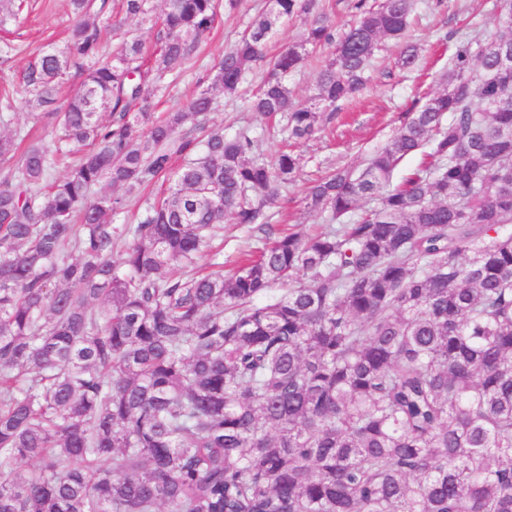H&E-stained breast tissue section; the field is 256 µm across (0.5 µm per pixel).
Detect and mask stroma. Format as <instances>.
Segmentation results:
<instances>
[{
	"instance_id": "obj_1",
	"label": "stroma",
	"mask_w": 512,
	"mask_h": 512,
	"mask_svg": "<svg viewBox=\"0 0 512 512\" xmlns=\"http://www.w3.org/2000/svg\"><path fill=\"white\" fill-rule=\"evenodd\" d=\"M428 0H417L412 13L409 40L423 50V70L405 72L396 65L398 48L394 41H382L369 71L370 82L363 103L345 106L334 119L324 122L321 132L311 140L295 144L300 170L278 203L273 206L270 226L224 224L221 258L225 271H233L244 254L257 251L270 237L285 229L313 233L323 227V219L307 210L303 201L309 183L333 168L362 167L369 152L387 144L399 117L415 97L433 94L442 88L440 75L448 65L446 36L456 38L470 33L473 23L492 24L494 0H449L445 9H431ZM267 0H241L238 9L224 12L216 27L205 36L197 57L176 76L168 77L167 88L159 98L155 112L163 114L183 106L206 89L208 73L247 28L249 22L265 10ZM72 23L67 0H31L27 15L10 25V38L16 50L0 65V93L8 92L11 109L9 126L0 125V134L17 130L29 140L50 141L52 127L34 121L25 104L20 84L22 71L39 50L62 45ZM215 119L223 123L225 133L250 130L261 141L266 158L281 149L284 133L274 128L270 119L249 111L243 97L228 98L214 91Z\"/></svg>"
}]
</instances>
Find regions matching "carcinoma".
<instances>
[{
	"mask_svg": "<svg viewBox=\"0 0 512 512\" xmlns=\"http://www.w3.org/2000/svg\"><path fill=\"white\" fill-rule=\"evenodd\" d=\"M149 2L122 0L158 26L147 64L129 31L102 60L112 6L69 0L67 42L22 77L53 146L19 156L21 133L0 135V512H512V0L496 31L453 43L445 88L413 98L389 144L309 186L320 233L270 238L229 276L224 216L270 223L299 157L225 135L208 89L154 116L162 79L239 0H164L159 21ZM414 6L350 0L337 37L319 0H268L212 86L237 96L266 64L251 110L308 140L364 94L382 40L419 66ZM25 7L0 0V25ZM301 16V41L267 60ZM325 47L294 102L288 74ZM162 179L138 223L112 224L113 189ZM306 27L307 23L304 18L284 23L269 40V56H275L282 48L299 42L306 30Z\"/></svg>",
	"mask_w": 512,
	"mask_h": 512,
	"instance_id": "obj_1",
	"label": "carcinoma"
}]
</instances>
